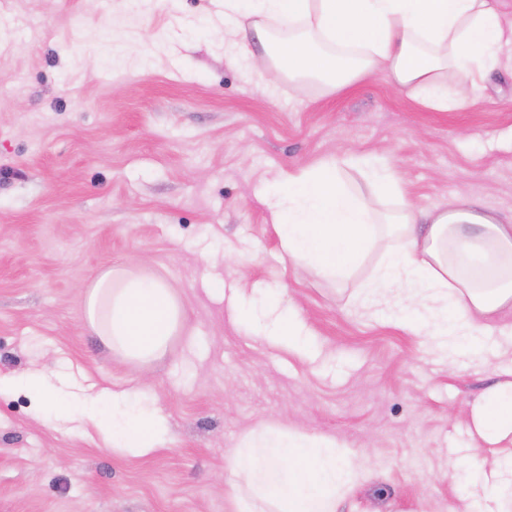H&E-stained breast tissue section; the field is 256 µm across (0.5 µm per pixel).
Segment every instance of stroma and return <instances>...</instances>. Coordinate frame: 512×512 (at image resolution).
I'll list each match as a JSON object with an SVG mask.
<instances>
[{
    "label": "stroma",
    "mask_w": 512,
    "mask_h": 512,
    "mask_svg": "<svg viewBox=\"0 0 512 512\" xmlns=\"http://www.w3.org/2000/svg\"><path fill=\"white\" fill-rule=\"evenodd\" d=\"M220 0H0V377H65L82 397L104 388L153 398L167 447L114 450L83 416L51 422L24 393L0 395V512H227L224 459L258 426L281 421L333 437L360 479L337 512H457L491 469L476 405L507 382L474 360L448 366L426 333L397 323L404 302L363 286L376 246L330 281L284 254L261 192L285 173L375 146L401 190L344 184L378 215L407 198L458 195L512 214V78L480 104L434 110L366 78L336 93L249 78L204 16ZM164 279L186 334L147 365L108 350L84 320L97 271ZM240 304L282 291L306 323L304 345L273 346L233 318L205 281Z\"/></svg>",
    "instance_id": "stroma-1"
}]
</instances>
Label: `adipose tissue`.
<instances>
[{"label":"adipose tissue","instance_id":"1","mask_svg":"<svg viewBox=\"0 0 512 512\" xmlns=\"http://www.w3.org/2000/svg\"><path fill=\"white\" fill-rule=\"evenodd\" d=\"M512 0H224L231 25L224 37L252 60L251 76L275 66L289 82L317 81L338 90L379 76L402 93H418L438 111L486 98L504 69L501 49L512 45L503 24ZM461 75L449 91V74ZM340 162L285 174L261 201L288 258L323 278L347 277L377 242L366 200L345 187ZM391 222L401 241L378 266L370 291L404 290L414 306L452 310L440 335L459 340V354L490 362L512 355V336L495 342L493 320L512 313V216L459 197L428 209L406 200ZM479 226L476 234L466 233ZM85 320L110 350L147 364L161 358L185 327V312L163 280L106 268L84 298ZM19 386L36 409L55 418L74 411L93 419L113 447L147 456L165 447L169 425L156 402L134 390L98 393L80 404L63 386L35 374ZM480 436L512 437V383L497 389L475 417ZM332 437L295 435L272 423L241 440L225 458L228 512H336V491L357 471L336 455Z\"/></svg>","mask_w":512,"mask_h":512}]
</instances>
